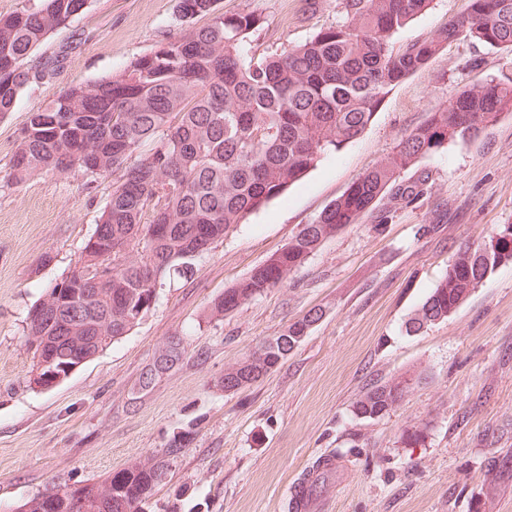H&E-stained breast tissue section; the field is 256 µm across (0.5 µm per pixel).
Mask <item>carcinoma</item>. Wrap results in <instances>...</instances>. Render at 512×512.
<instances>
[{"instance_id":"carcinoma-1","label":"carcinoma","mask_w":512,"mask_h":512,"mask_svg":"<svg viewBox=\"0 0 512 512\" xmlns=\"http://www.w3.org/2000/svg\"><path fill=\"white\" fill-rule=\"evenodd\" d=\"M89 0H22L0 14V115L12 111L29 85L55 78L81 38L59 45L33 69L24 61L48 35L65 28ZM218 0H177L179 31L165 33L150 53L112 76L67 88L30 113L12 156L8 177L24 183L44 171L80 172L94 183L113 177L112 193L98 223L112 228V252L100 265L112 272V306L89 305L79 321L95 336L97 320L112 318V341L128 335L136 312L148 314L157 287L193 274L194 261L249 214L282 196L326 155L357 140L388 95L452 43L474 39L512 52V0H467L463 15L427 39L393 46L397 32L430 9L432 0H341L344 21L310 40L257 57L246 50L262 17L225 12ZM512 112V80H486L457 90L448 106L404 135L393 151L354 181L311 224L247 277L224 289L206 318L219 319L271 288L329 239L359 223L390 194L410 204L424 190L401 174L448 144L467 143ZM101 159L97 168L91 159ZM150 223H142L145 211ZM154 224L170 226L153 238ZM512 262V224H503L476 248H460L445 274L410 318L417 332L448 318L493 270ZM88 282L79 292L95 287ZM28 315L25 346L32 353L30 382L38 384V336L63 337L74 320L48 308ZM323 312L293 322L287 333L264 340L259 355L224 371L221 387L236 392L278 367L282 352L300 343ZM419 382L403 374L371 386L355 402L356 415L377 419L397 406ZM165 461L133 462L104 479L80 484L91 512H144L146 500L165 483ZM70 486H52L19 509L37 512L57 497L70 512Z\"/></svg>"}]
</instances>
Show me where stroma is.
Returning a JSON list of instances; mask_svg holds the SVG:
<instances>
[{"label": "stroma", "instance_id": "1", "mask_svg": "<svg viewBox=\"0 0 512 512\" xmlns=\"http://www.w3.org/2000/svg\"><path fill=\"white\" fill-rule=\"evenodd\" d=\"M218 0L261 14L256 55L278 53L341 20V0ZM177 0H91L70 29L51 34L35 66L70 30L86 40L54 81L26 87L0 118V512L51 485L97 481L162 454L173 438L152 512H293L290 487L325 458L340 464L308 512H512V264L497 267L444 321L406 324L464 246L512 224V113L474 141L450 144L408 170L427 191L410 205L381 199L326 241L287 285L219 321L204 311L225 288L283 248L358 177L387 156L463 85L512 79V52L464 39L404 79L356 141L325 156L282 197L249 215L195 261L191 279L165 283L129 335L57 387L29 384L23 336L30 307L78 259L112 191L78 172L8 176L30 112L70 85L122 70L178 29ZM466 0H434L400 30L403 46L432 36ZM432 233H422L424 225ZM322 319L269 375L237 392L225 369L308 310ZM183 356L155 370L169 340ZM421 375L389 414L370 420L353 404L374 382ZM421 426L424 442L399 441Z\"/></svg>", "mask_w": 512, "mask_h": 512}]
</instances>
